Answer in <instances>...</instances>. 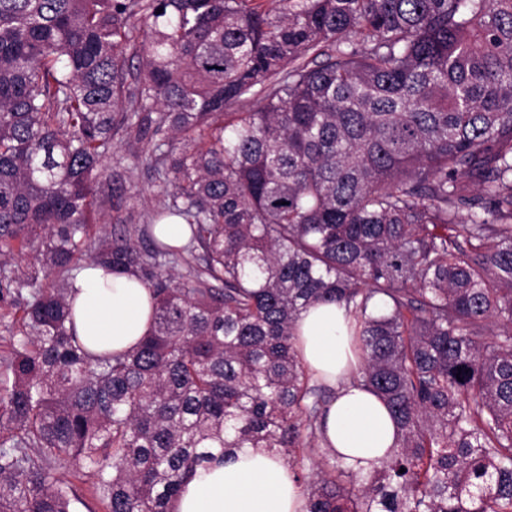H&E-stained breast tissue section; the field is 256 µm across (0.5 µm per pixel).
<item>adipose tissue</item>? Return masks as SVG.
Masks as SVG:
<instances>
[{"instance_id": "obj_1", "label": "adipose tissue", "mask_w": 512, "mask_h": 512, "mask_svg": "<svg viewBox=\"0 0 512 512\" xmlns=\"http://www.w3.org/2000/svg\"><path fill=\"white\" fill-rule=\"evenodd\" d=\"M71 300L78 334L95 351L132 348L153 327L151 291L130 272L87 265L72 283ZM296 332L305 368L335 392L324 419L323 448L351 471L368 473L394 445L397 428L378 396L346 379L354 356L343 308L309 307ZM172 512H305V500L286 463L244 448L234 461L198 469Z\"/></svg>"}]
</instances>
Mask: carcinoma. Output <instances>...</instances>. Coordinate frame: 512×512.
Segmentation results:
<instances>
[{"label": "carcinoma", "instance_id": "carcinoma-1", "mask_svg": "<svg viewBox=\"0 0 512 512\" xmlns=\"http://www.w3.org/2000/svg\"><path fill=\"white\" fill-rule=\"evenodd\" d=\"M120 132L167 200L92 241ZM89 263L152 291L139 346L75 336ZM330 302L397 440L323 454L307 512H512V0H0V512H73L61 461L103 512L241 448L304 467L329 395L295 326Z\"/></svg>", "mask_w": 512, "mask_h": 512}]
</instances>
